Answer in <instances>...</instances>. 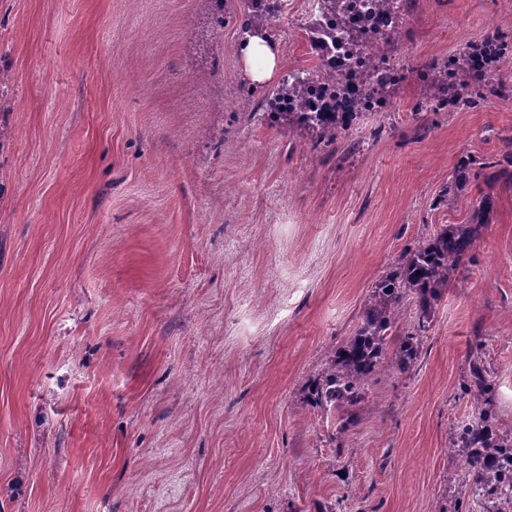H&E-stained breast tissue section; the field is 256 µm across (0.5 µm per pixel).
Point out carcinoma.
Listing matches in <instances>:
<instances>
[{
  "label": "carcinoma",
  "mask_w": 512,
  "mask_h": 512,
  "mask_svg": "<svg viewBox=\"0 0 512 512\" xmlns=\"http://www.w3.org/2000/svg\"><path fill=\"white\" fill-rule=\"evenodd\" d=\"M320 14L309 19L305 28L313 41L320 33L348 45L353 51L363 50L364 32L355 27L337 26L323 31L321 18L344 14L346 0H319ZM248 13L243 33L248 38L270 41L271 31L281 9L280 0H242ZM512 53V40L493 35L462 46L446 58L436 59L417 72L423 83L424 102L421 106L434 112L472 107L489 95L507 92L503 84L492 81L498 61ZM406 68L396 78L373 80L368 71L355 75V80L377 95L388 96L393 86L403 82ZM314 78L290 75L282 80L264 99L268 116L275 122L307 127L328 144L336 142L338 134L358 115L353 112H305ZM486 171L485 179L494 182L512 172V153L501 160L486 163L466 158L458 166L457 177L463 178L473 165ZM494 200L480 198L463 224H442L428 239L407 252L396 271L375 286V297L365 308L361 323L353 336L334 349L320 378L309 388V399L320 408L353 409L365 402L367 381L383 364L388 337L393 335L401 318L405 301L418 303V332L401 337L391 357V367L405 372L418 361L422 353V334L428 332L434 306L448 287L454 273L463 265L482 227L489 223ZM469 386L482 398L492 389L481 361L472 363ZM451 445L467 449L466 463L477 469L475 491H493L507 507H512V439L505 443L493 431V420L482 408L467 423L454 429Z\"/></svg>",
  "instance_id": "obj_1"
}]
</instances>
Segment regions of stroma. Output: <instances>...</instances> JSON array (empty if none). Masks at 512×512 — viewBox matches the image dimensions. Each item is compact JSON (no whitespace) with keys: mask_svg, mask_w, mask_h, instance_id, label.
I'll use <instances>...</instances> for the list:
<instances>
[{"mask_svg":"<svg viewBox=\"0 0 512 512\" xmlns=\"http://www.w3.org/2000/svg\"><path fill=\"white\" fill-rule=\"evenodd\" d=\"M303 10L257 84L203 0H0V512H496L449 438L476 355L512 435V183L454 177L512 142V55L458 112L418 110L415 71L511 37L512 0H412L407 80L329 146L244 105L317 72ZM486 194L420 360L341 430L308 399L333 347Z\"/></svg>","mask_w":512,"mask_h":512,"instance_id":"35a3bbf8","label":"stroma"}]
</instances>
